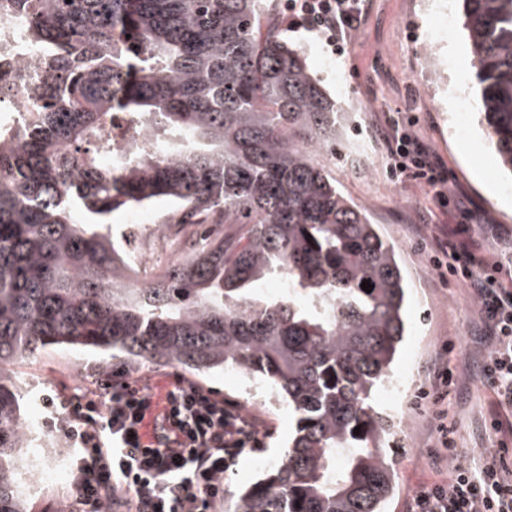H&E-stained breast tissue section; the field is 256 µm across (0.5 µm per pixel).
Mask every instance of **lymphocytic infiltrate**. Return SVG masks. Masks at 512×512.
<instances>
[{"mask_svg": "<svg viewBox=\"0 0 512 512\" xmlns=\"http://www.w3.org/2000/svg\"><path fill=\"white\" fill-rule=\"evenodd\" d=\"M285 8L290 29L317 34L340 55L364 21L366 0H287ZM414 124L411 117L388 121L383 140L390 176L420 181L440 207L461 208ZM438 248L432 266L470 290L489 342L483 377L498 405L512 410V285L500 278L499 263L476 262L458 237L439 241ZM154 397L140 379L115 371L76 398H45L54 428L75 449L73 493L91 512H100L108 490L130 494L133 512H212L224 498L231 462L259 443L237 406L178 379L163 398L173 430L163 432L157 446L142 447L139 432ZM408 512H512V463L502 455L475 468L449 467L446 478L413 494Z\"/></svg>", "mask_w": 512, "mask_h": 512, "instance_id": "1", "label": "lymphocytic infiltrate"}]
</instances>
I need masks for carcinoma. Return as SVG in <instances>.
<instances>
[{
  "label": "carcinoma",
  "instance_id": "1",
  "mask_svg": "<svg viewBox=\"0 0 512 512\" xmlns=\"http://www.w3.org/2000/svg\"><path fill=\"white\" fill-rule=\"evenodd\" d=\"M269 2L0 3L45 51L19 79L29 120L0 121V512H27L13 368L48 346L261 378L295 435L236 512H384L392 497L374 393L405 336L407 284L314 159L336 146V106ZM462 9L480 121L512 172V0ZM118 130L129 147L105 163ZM160 198L180 254L135 285L101 227ZM222 222L237 229L206 230ZM271 276L286 291L259 295Z\"/></svg>",
  "mask_w": 512,
  "mask_h": 512
}]
</instances>
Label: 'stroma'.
I'll use <instances>...</instances> for the list:
<instances>
[{"instance_id": "1", "label": "stroma", "mask_w": 512, "mask_h": 512, "mask_svg": "<svg viewBox=\"0 0 512 512\" xmlns=\"http://www.w3.org/2000/svg\"><path fill=\"white\" fill-rule=\"evenodd\" d=\"M446 2L448 21L442 24L438 13L424 11L419 0H366L365 20L341 57L314 34L289 31L285 12L276 15L287 29L289 43L305 48L309 67L335 99L340 114L341 140L319 162L347 199L366 207L372 222L394 245L410 287V325L392 368L393 376L404 379L405 388L397 397L383 387L375 395L379 411L395 424L389 446L396 483L387 512H407L415 489L438 479L448 463L475 466L498 457V442L507 438L505 426L512 423L511 414L495 409L493 393L481 376L487 346L474 301L457 281H441L430 271L433 224H464L465 240L477 257L512 260V176L499 169L476 115L472 55L467 51L461 5L459 0ZM427 42L444 49L456 44L465 50L463 65L447 68V83L437 93L423 81L429 60L421 48ZM396 112L415 116L420 139L442 162L451 188L479 213V220L468 222L457 211L439 209L416 181L390 178L380 132ZM447 340L453 347L445 352L441 346ZM443 358L457 378L438 405L429 392L434 366ZM104 367L140 377L160 395L181 375L172 366L120 357L106 361L91 351L44 349L14 367L22 417L39 419L28 447L46 449L51 455L66 452L65 442L49 424L43 398L82 393L95 385ZM192 381L236 404L259 429L260 446L242 453L224 475V503L215 512H235L240 493L283 459L295 419L287 405L270 400L240 371L196 375ZM443 405L455 440L449 461L437 442L436 413ZM495 420L504 426L496 436L490 432ZM23 480L30 485L32 512H57L63 504L70 512H89L76 501L71 480L37 484L28 473Z\"/></svg>"}]
</instances>
